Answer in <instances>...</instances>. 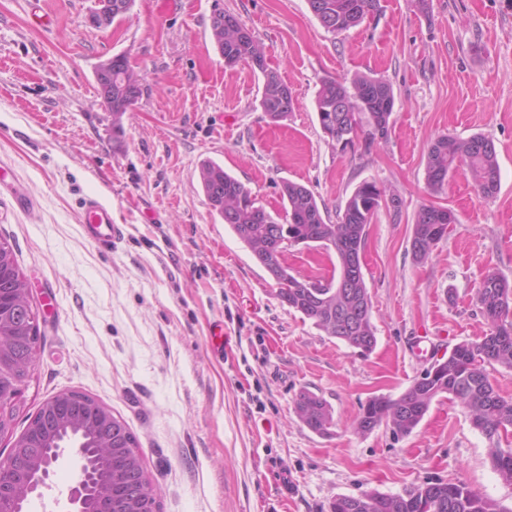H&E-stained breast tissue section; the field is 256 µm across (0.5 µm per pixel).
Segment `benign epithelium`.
I'll return each instance as SVG.
<instances>
[{
	"label": "benign epithelium",
	"instance_id": "obj_1",
	"mask_svg": "<svg viewBox=\"0 0 512 512\" xmlns=\"http://www.w3.org/2000/svg\"><path fill=\"white\" fill-rule=\"evenodd\" d=\"M89 22L104 28L112 22V0H97ZM101 105L112 111L113 101L133 106L136 88L125 75L112 73V59L97 67ZM30 288L0 289V408L11 402L19 385L17 374L29 372L34 353L21 361L15 353L19 345L34 347L35 326L28 311ZM112 432V413L95 399L65 392L48 399L31 418L25 432L16 440L11 454L0 460V512H26L29 501L44 497L51 466L73 449L79 471L67 493L66 512H113L112 449L98 448L99 432Z\"/></svg>",
	"mask_w": 512,
	"mask_h": 512
}]
</instances>
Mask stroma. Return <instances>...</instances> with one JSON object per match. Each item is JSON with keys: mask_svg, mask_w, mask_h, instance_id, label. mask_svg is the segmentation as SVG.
<instances>
[{"mask_svg": "<svg viewBox=\"0 0 512 512\" xmlns=\"http://www.w3.org/2000/svg\"><path fill=\"white\" fill-rule=\"evenodd\" d=\"M94 0H0V237L31 288L40 337L27 381L9 403L0 458L48 399L92 397L136 436L161 512H330L336 496L402 495L461 481L512 512V483L490 440L451 396L433 400L411 434L354 425L366 401L401 395L455 346L490 326L484 277L512 282V0H379L362 24L334 34L307 0H134L97 28ZM54 23L36 24V9ZM248 29L294 110L271 121L263 78L226 67L212 39L215 9ZM127 55L142 95L121 140L100 103L95 70ZM361 74L393 87L387 140L329 143L317 117L321 79ZM494 143L496 197L466 169L426 187L428 151L444 134ZM224 166L271 214L281 186L310 189L336 220L373 181L380 206L366 228L362 272L372 300V353L326 335L282 304L274 282L214 212L202 161ZM126 224L106 249L87 238L89 196ZM27 208H20L19 200ZM457 221L423 262L411 253L418 211ZM288 270L326 276L334 250L298 245ZM308 390L333 412L330 435L308 429L294 402Z\"/></svg>", "mask_w": 512, "mask_h": 512, "instance_id": "stroma-1", "label": "stroma"}]
</instances>
